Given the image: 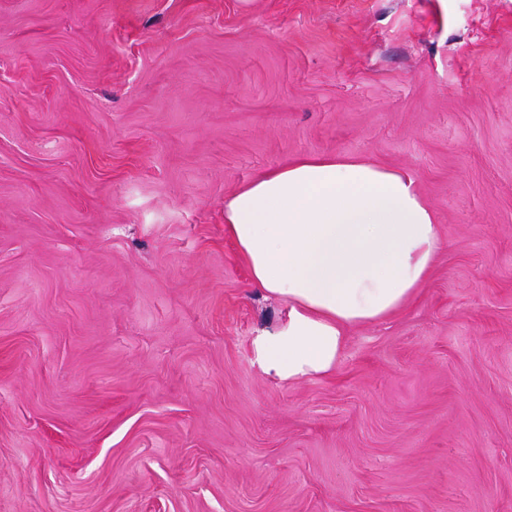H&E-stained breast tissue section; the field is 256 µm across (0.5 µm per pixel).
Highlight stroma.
Masks as SVG:
<instances>
[{"mask_svg":"<svg viewBox=\"0 0 512 512\" xmlns=\"http://www.w3.org/2000/svg\"><path fill=\"white\" fill-rule=\"evenodd\" d=\"M307 155L445 247L288 384L224 200ZM0 512H512V0H0Z\"/></svg>","mask_w":512,"mask_h":512,"instance_id":"obj_1","label":"stroma"}]
</instances>
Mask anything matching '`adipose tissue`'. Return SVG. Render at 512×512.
<instances>
[{
  "instance_id": "obj_1",
  "label": "adipose tissue",
  "mask_w": 512,
  "mask_h": 512,
  "mask_svg": "<svg viewBox=\"0 0 512 512\" xmlns=\"http://www.w3.org/2000/svg\"><path fill=\"white\" fill-rule=\"evenodd\" d=\"M224 223L253 284L288 304L252 340L256 364L283 383L332 373L348 329L406 307L444 247L410 176L339 155L257 176L225 198Z\"/></svg>"
}]
</instances>
